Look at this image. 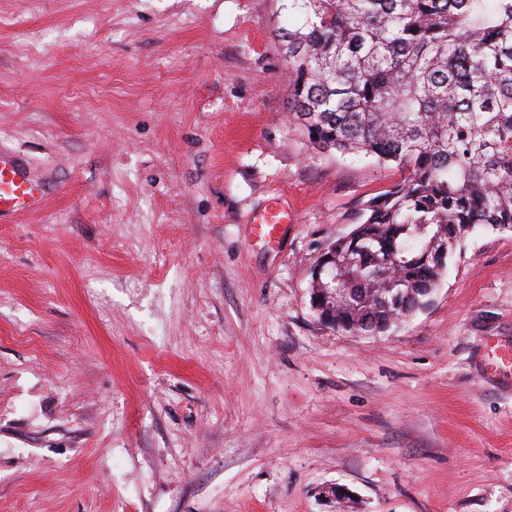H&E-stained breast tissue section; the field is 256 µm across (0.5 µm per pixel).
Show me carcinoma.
<instances>
[{"label": "carcinoma", "instance_id": "obj_1", "mask_svg": "<svg viewBox=\"0 0 512 512\" xmlns=\"http://www.w3.org/2000/svg\"><path fill=\"white\" fill-rule=\"evenodd\" d=\"M292 111L322 150L405 176L336 238L340 330L382 333L477 226L512 229V0H288Z\"/></svg>", "mask_w": 512, "mask_h": 512}]
</instances>
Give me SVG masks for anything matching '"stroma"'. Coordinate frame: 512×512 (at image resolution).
Segmentation results:
<instances>
[{
	"label": "stroma",
	"instance_id": "1",
	"mask_svg": "<svg viewBox=\"0 0 512 512\" xmlns=\"http://www.w3.org/2000/svg\"><path fill=\"white\" fill-rule=\"evenodd\" d=\"M286 0H0V512H512V231L381 336L310 303L402 173L315 148ZM281 210L269 235L262 217ZM42 195V188L31 182L20 166L0 154V216L32 212Z\"/></svg>",
	"mask_w": 512,
	"mask_h": 512
}]
</instances>
